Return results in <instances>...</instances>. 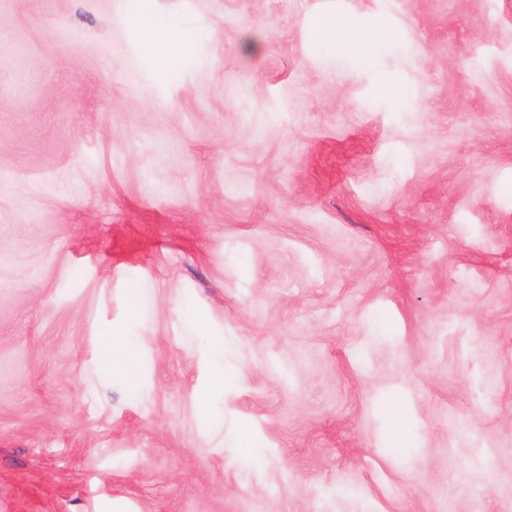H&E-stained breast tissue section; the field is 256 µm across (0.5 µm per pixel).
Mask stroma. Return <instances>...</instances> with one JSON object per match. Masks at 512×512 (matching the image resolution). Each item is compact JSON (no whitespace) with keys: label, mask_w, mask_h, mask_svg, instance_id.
Returning a JSON list of instances; mask_svg holds the SVG:
<instances>
[{"label":"stroma","mask_w":512,"mask_h":512,"mask_svg":"<svg viewBox=\"0 0 512 512\" xmlns=\"http://www.w3.org/2000/svg\"><path fill=\"white\" fill-rule=\"evenodd\" d=\"M0 512H512V0H0ZM135 24L140 45L146 53L157 56L159 64L174 70L187 56L193 55L198 34L153 14L137 15ZM112 351V372L129 380H134L137 373V353L133 345L124 339L113 337L107 342Z\"/></svg>","instance_id":"obj_1"}]
</instances>
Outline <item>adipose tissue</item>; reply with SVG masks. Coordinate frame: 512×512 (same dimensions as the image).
<instances>
[{"label":"adipose tissue","mask_w":512,"mask_h":512,"mask_svg":"<svg viewBox=\"0 0 512 512\" xmlns=\"http://www.w3.org/2000/svg\"><path fill=\"white\" fill-rule=\"evenodd\" d=\"M135 24L143 50L156 55L160 65L167 69L179 67L185 57L193 55L198 44L195 31L153 14L136 16Z\"/></svg>","instance_id":"1"}]
</instances>
